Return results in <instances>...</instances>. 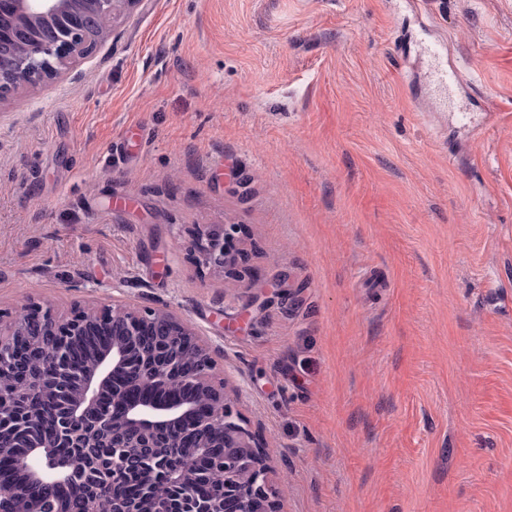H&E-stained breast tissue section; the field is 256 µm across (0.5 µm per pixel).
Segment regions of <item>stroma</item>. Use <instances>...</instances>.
Instances as JSON below:
<instances>
[{
    "mask_svg": "<svg viewBox=\"0 0 512 512\" xmlns=\"http://www.w3.org/2000/svg\"><path fill=\"white\" fill-rule=\"evenodd\" d=\"M115 298L218 350L283 512H512V0H138L0 101V312ZM433 52L443 59L442 65L437 69L435 75L437 83L441 85L445 90L459 86L463 82V77L460 70L455 67L448 69L445 54L441 52L437 45L434 47ZM237 233L236 224H225L220 234H198L192 244L195 262L223 273L225 278H238L244 257L235 248Z\"/></svg>",
    "mask_w": 512,
    "mask_h": 512,
    "instance_id": "35a3bbf8",
    "label": "stroma"
}]
</instances>
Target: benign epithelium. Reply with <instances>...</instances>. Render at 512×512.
I'll return each instance as SVG.
<instances>
[{
  "mask_svg": "<svg viewBox=\"0 0 512 512\" xmlns=\"http://www.w3.org/2000/svg\"><path fill=\"white\" fill-rule=\"evenodd\" d=\"M135 0H0V99L25 85L56 78L97 46L98 35ZM238 226L198 235L195 262L239 277L243 254ZM107 334L98 341L96 336ZM86 344L76 360L72 346ZM215 362L196 330L167 304L118 300L69 315L31 303L0 331V448L24 425L25 450L7 455L16 477L0 481V512H58L37 501L33 487L80 485L87 459H61L60 448H96L112 438V478L92 485L79 512H99L126 473L141 478L139 512H170L155 490L162 461L152 452L171 449L169 483L188 512H281L284 494L268 477L264 439L245 427L236 403L214 381ZM224 480L202 501L199 467Z\"/></svg>",
  "mask_w": 512,
  "mask_h": 512,
  "instance_id": "7a95c632",
  "label": "benign epithelium"
}]
</instances>
